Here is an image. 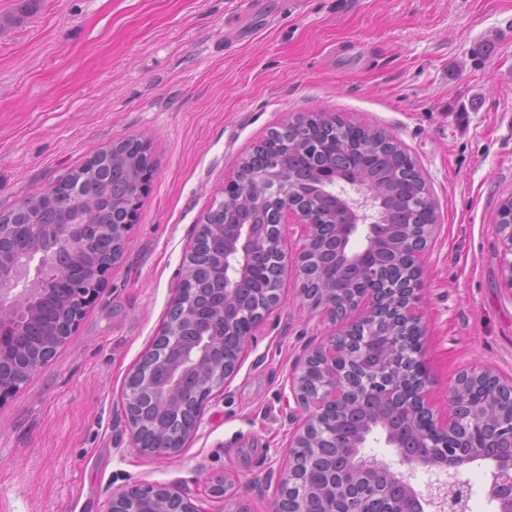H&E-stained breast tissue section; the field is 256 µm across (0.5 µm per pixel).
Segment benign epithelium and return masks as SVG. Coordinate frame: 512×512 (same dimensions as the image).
<instances>
[{
  "label": "benign epithelium",
  "instance_id": "7a95c632",
  "mask_svg": "<svg viewBox=\"0 0 512 512\" xmlns=\"http://www.w3.org/2000/svg\"><path fill=\"white\" fill-rule=\"evenodd\" d=\"M336 123L335 115L308 112L295 121L298 147H309L314 124ZM357 139L341 150L349 167L322 171L307 194L284 159L266 168L239 169L225 188L224 223L200 224L194 243L214 237L223 252L213 273L222 288L180 286L175 320L155 337L126 383L124 412L133 446L143 455L175 458L181 440L199 430L205 405L232 376L248 351L252 331L281 303L287 271L282 248L288 216L305 228L296 269L300 297L314 311L342 321L338 332L313 349L289 377V389L305 412L292 433L288 459L278 472L279 495L271 512H467L472 487L462 468L477 461L494 466L487 496L496 512H512V453L490 456L482 442L512 448V378L489 368L462 373L448 393V416L435 417L425 398V371L418 313L423 255L436 225L392 224L390 195L362 180L358 164L373 157L376 132L358 124ZM127 160L135 184L120 206L119 224H0V402L13 397L75 332L97 298L109 269L80 256L86 243L112 236L117 263L151 166L148 144L134 141ZM39 239L38 250L62 268L53 280L24 288L23 269L10 256ZM504 245L501 275L512 288V218L497 225ZM363 244L352 246L356 239ZM397 266L402 276L379 283L378 270ZM69 288L80 309L61 313L55 327L30 347L13 341L19 316H38V302L53 289ZM481 390L477 399L473 394ZM154 432L153 445L137 443L140 427ZM395 449L411 470L438 469L446 479L416 489L393 463L362 453L370 441ZM107 512H198L189 496L173 487L134 483L112 494Z\"/></svg>",
  "mask_w": 512,
  "mask_h": 512
}]
</instances>
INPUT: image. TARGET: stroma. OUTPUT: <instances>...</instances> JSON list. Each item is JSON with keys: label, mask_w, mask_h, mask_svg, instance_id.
<instances>
[{"label": "stroma", "mask_w": 512, "mask_h": 512, "mask_svg": "<svg viewBox=\"0 0 512 512\" xmlns=\"http://www.w3.org/2000/svg\"><path fill=\"white\" fill-rule=\"evenodd\" d=\"M321 110L389 133L436 206L423 263L428 400L462 371L512 376V289L496 235L512 197V0H0V214L93 154L147 142L121 259L55 357L0 403V512H105L132 482L224 512L228 478L269 512L294 426L291 369L333 330L289 272L197 434L139 455L126 379L158 336L197 224L253 147Z\"/></svg>", "instance_id": "1"}]
</instances>
